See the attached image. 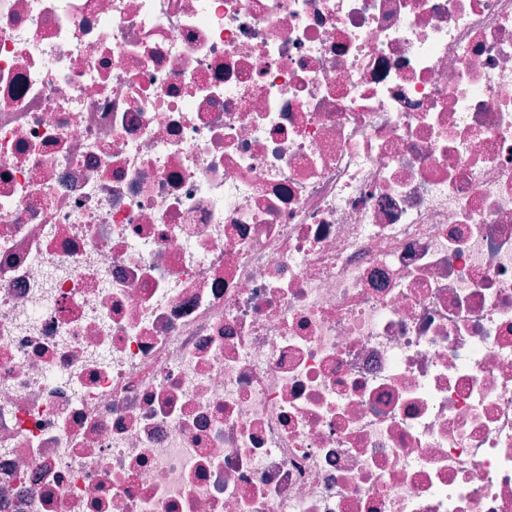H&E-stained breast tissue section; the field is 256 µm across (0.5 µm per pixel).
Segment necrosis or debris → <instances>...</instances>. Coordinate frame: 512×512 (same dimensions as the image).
<instances>
[{
    "mask_svg": "<svg viewBox=\"0 0 512 512\" xmlns=\"http://www.w3.org/2000/svg\"><path fill=\"white\" fill-rule=\"evenodd\" d=\"M0 512H512V0H0Z\"/></svg>",
    "mask_w": 512,
    "mask_h": 512,
    "instance_id": "obj_1",
    "label": "necrosis or debris"
}]
</instances>
